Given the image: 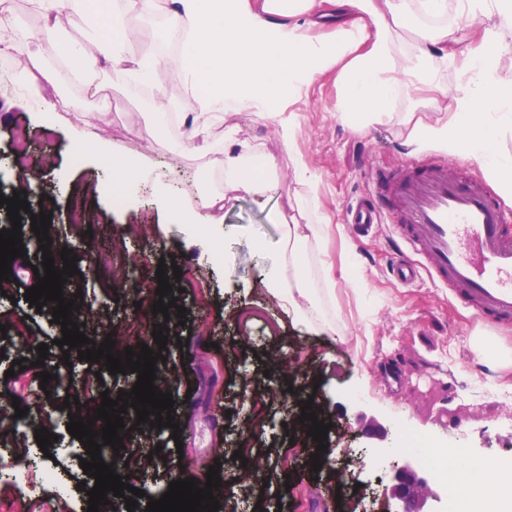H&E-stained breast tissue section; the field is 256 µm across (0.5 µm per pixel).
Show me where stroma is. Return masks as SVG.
Masks as SVG:
<instances>
[{
  "label": "stroma",
  "mask_w": 512,
  "mask_h": 512,
  "mask_svg": "<svg viewBox=\"0 0 512 512\" xmlns=\"http://www.w3.org/2000/svg\"><path fill=\"white\" fill-rule=\"evenodd\" d=\"M28 60L25 54H0V153L11 154L18 127L32 135L23 168L0 166V194L17 191L18 175L26 176L31 206L21 216L25 224L38 213L40 200L52 197L51 237L78 258V273L64 289L84 310L86 337H109L122 349L141 348L155 331L167 338L156 374L179 408V429L131 437L130 452L157 449L163 455L152 468L129 472V485L144 492L139 508L160 499L175 477L176 461L184 460L197 466L219 463L225 485L219 512H252L251 502L241 496L246 484L261 490L266 502H285L288 512H328L330 471L314 472L308 457L299 465L293 461L296 444L284 422L295 404L282 389L289 377L317 383L318 407L333 425L325 445L334 450L335 463L346 466L347 481L356 487L357 512H372L380 486L369 465L372 452L395 447L403 428L470 448L477 459L512 469V406L464 395L479 374L512 390V328L486 330L428 275L397 284L390 272L391 226L376 225L362 237L345 219L368 193L373 171H395L412 160L409 133L418 120L432 117L426 92L405 85L391 119L359 127L336 110L342 89L335 73L319 75L284 102L296 125L289 147L276 124L249 110L209 116L218 144H225L232 131L274 158L280 191L261 207L250 194L225 195L209 156L183 151L188 128L157 121L160 110L199 109L177 57L166 58L161 91L146 98L131 97L112 82L106 62L89 88L79 81H46L42 70L28 69ZM129 156L143 164L116 200L105 189L112 161ZM295 156L314 173V187L295 180ZM220 194L222 206L202 209V198ZM176 200L183 210H204L198 233H190L182 211L173 208ZM83 208L94 215L92 230L71 232L68 215ZM291 211L300 223L326 225L307 248L310 277L333 286L319 327L283 312L266 291L273 261L283 249L279 215ZM217 250L233 257L232 267L213 262ZM174 254L182 271L177 300L186 314L160 321L141 302L158 287L159 260ZM42 262L37 248L15 258L10 296L0 299V324L7 327L0 346V392L18 398L21 407H39L43 427L57 437L50 452L69 492L60 497L54 486L33 489L15 481L24 465L1 451L0 502L30 512L44 500L53 512H86L89 497L79 486L87 476L70 461L80 442L60 424L58 400L46 396L40 374L69 373L77 392L96 405L101 392L131 391L137 376L109 374L104 363L78 360L74 348L62 352L52 308L38 309L24 299ZM243 307L264 309L266 315L241 323L237 312ZM43 343L49 349L42 360L37 348ZM68 355L74 358L69 366ZM22 358L27 367L12 370L13 360ZM271 361L279 362L280 376H265ZM243 446L253 457L247 475L227 465Z\"/></svg>",
  "instance_id": "obj_1"
}]
</instances>
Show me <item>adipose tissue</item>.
I'll list each match as a JSON object with an SVG mask.
<instances>
[{
    "mask_svg": "<svg viewBox=\"0 0 512 512\" xmlns=\"http://www.w3.org/2000/svg\"><path fill=\"white\" fill-rule=\"evenodd\" d=\"M30 2L51 34L49 53L62 61L70 76L94 74L102 57L125 86L158 85L160 57L137 53L123 24L126 11L154 12L157 0H126L124 9L112 10L108 27L97 31L100 54L96 57L83 46L54 35L63 11L89 12L91 0ZM409 2L262 0L256 9L250 0H169L170 13L184 31L179 62L190 89L202 90L201 101L206 107L253 110L261 118L278 122L282 139L289 144L294 127L282 120V104L286 96L299 92L316 76L338 71L342 96L337 109L361 125L389 116L406 80L413 77L450 100L452 115L416 124L408 137L412 150L432 148L475 159L487 180L511 194L512 158L497 152L495 140L503 125L512 124V74H505L500 67L502 54L512 50V0H493L490 8L486 0H460L467 16L487 13L492 17L479 43L460 59L448 51L449 42L455 39L454 30L414 29ZM331 4L343 15L331 37L314 36L292 20L296 14L325 18ZM412 29L418 32L415 56L398 55V42ZM435 57L443 64L457 65L460 79L455 86L443 82L439 69L417 72L418 62ZM188 125V149L214 154L215 167L224 174L225 194L245 192L264 202L278 193L273 158L263 160L265 177L254 178L244 169L243 161L256 155V146L244 142L233 153L219 150L197 114H190ZM281 228L293 250L289 260L275 262L268 280L271 294L281 308L309 321L319 319V294L330 285H309L299 248L318 237L320 230L292 217L283 220ZM452 473L450 490L456 512H474L487 495L493 498L494 512H512V471L500 470L487 495L478 487L472 464L454 463Z\"/></svg>",
    "mask_w": 512,
    "mask_h": 512,
    "instance_id": "ef3b65f1",
    "label": "adipose tissue"
}]
</instances>
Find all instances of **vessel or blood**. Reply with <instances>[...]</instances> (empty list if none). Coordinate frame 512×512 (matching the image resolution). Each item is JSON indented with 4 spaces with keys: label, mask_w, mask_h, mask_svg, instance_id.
Masks as SVG:
<instances>
[{
    "label": "vessel or blood",
    "mask_w": 512,
    "mask_h": 512,
    "mask_svg": "<svg viewBox=\"0 0 512 512\" xmlns=\"http://www.w3.org/2000/svg\"><path fill=\"white\" fill-rule=\"evenodd\" d=\"M388 219L397 237L392 275L414 283L428 271L483 323L512 322V213L481 184L440 163L407 162L376 176L369 197L347 213L361 233Z\"/></svg>",
    "instance_id": "obj_1"
}]
</instances>
